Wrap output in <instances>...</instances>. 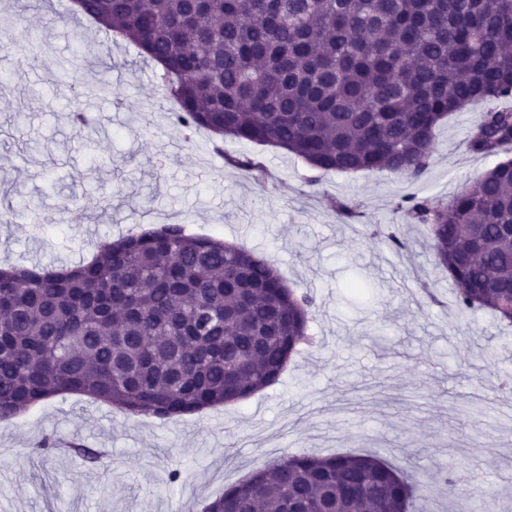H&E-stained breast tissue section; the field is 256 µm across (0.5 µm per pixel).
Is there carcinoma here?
I'll return each instance as SVG.
<instances>
[{
	"label": "carcinoma",
	"mask_w": 512,
	"mask_h": 512,
	"mask_svg": "<svg viewBox=\"0 0 512 512\" xmlns=\"http://www.w3.org/2000/svg\"><path fill=\"white\" fill-rule=\"evenodd\" d=\"M161 66L174 124L282 147L323 171H428L435 129L512 147V0H80ZM459 312L512 322V159L444 201L412 194ZM315 298L273 264L162 224L68 268H0V421L77 393L169 419L275 384ZM412 472L365 454L285 455L203 512H415Z\"/></svg>",
	"instance_id": "obj_1"
}]
</instances>
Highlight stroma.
I'll return each mask as SVG.
<instances>
[{
	"mask_svg": "<svg viewBox=\"0 0 512 512\" xmlns=\"http://www.w3.org/2000/svg\"><path fill=\"white\" fill-rule=\"evenodd\" d=\"M20 2L0 0V16L20 13V30L43 32L52 51L28 64L0 48V212L29 200L44 221L0 223V265L74 266L100 241L192 224L311 292L317 344L295 354L277 384L193 415L129 416L63 394L0 422V512H173L182 500L211 501L270 455L345 452L413 470L428 485L422 512L452 507L432 481L441 463L475 512H512V389L502 383L512 327L486 311H457L422 226L398 207L411 193L449 198L497 164L465 147L472 113L440 125L416 183L387 171L323 172L245 141L217 147L207 132L172 122V101L132 44L74 18L72 0H29L25 11ZM65 60L79 80H110L125 110L66 95ZM75 107L89 113L95 135L72 126ZM171 140L182 152L159 163ZM255 154L267 166L261 181L226 162ZM332 198L353 217L329 207ZM375 224L398 225L405 248L367 234ZM354 281L363 294L349 292ZM58 436L106 452L108 467L58 450L36 454Z\"/></svg>",
	"mask_w": 512,
	"mask_h": 512,
	"instance_id": "stroma-1",
	"label": "stroma"
}]
</instances>
